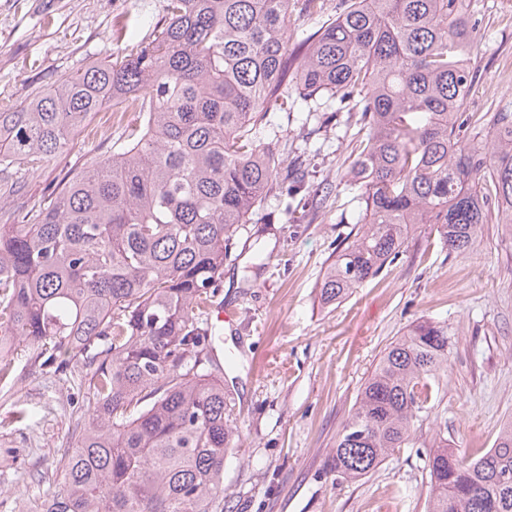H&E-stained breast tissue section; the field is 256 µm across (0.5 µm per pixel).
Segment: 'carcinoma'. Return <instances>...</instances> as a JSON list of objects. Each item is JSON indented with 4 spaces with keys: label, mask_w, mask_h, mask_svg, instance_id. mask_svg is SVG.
<instances>
[{
    "label": "carcinoma",
    "mask_w": 512,
    "mask_h": 512,
    "mask_svg": "<svg viewBox=\"0 0 512 512\" xmlns=\"http://www.w3.org/2000/svg\"><path fill=\"white\" fill-rule=\"evenodd\" d=\"M466 0H168L158 36L0 112V165L53 156L103 106L144 113L132 142L72 177L24 224H0V345L76 373L93 408L42 512H224V462L242 444L235 404L204 370L198 325L239 225L276 183L294 195L261 125L271 107L360 113L352 173L360 228L320 283L333 305L430 224L448 252L512 224V112L461 135L477 23ZM448 325L391 342L329 459L366 477L430 418L448 378ZM427 512H512V422L477 459L442 439L425 456Z\"/></svg>",
    "instance_id": "1"
}]
</instances>
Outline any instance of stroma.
Here are the masks:
<instances>
[{"label": "stroma", "instance_id": "1", "mask_svg": "<svg viewBox=\"0 0 512 512\" xmlns=\"http://www.w3.org/2000/svg\"><path fill=\"white\" fill-rule=\"evenodd\" d=\"M480 41L464 113L491 124L512 111V0H475ZM167 0H0V112L133 42L152 39ZM277 148L300 167L306 206L279 186L242 225L215 302L234 321L199 318L211 331L235 402L242 447L224 464V512H427L425 454L447 438L470 455L492 447L512 418V226L487 224L475 249L450 254L417 225L402 253L340 304L319 283L356 231L351 165L359 115L278 111ZM139 113L98 112L67 145L26 166H0V224L46 207L78 171L128 144ZM423 319L447 323L448 381L406 448L367 478L337 479L327 463L361 385L385 348ZM0 381V512H37L59 488L60 460L90 406L77 383L12 345Z\"/></svg>", "mask_w": 512, "mask_h": 512}]
</instances>
